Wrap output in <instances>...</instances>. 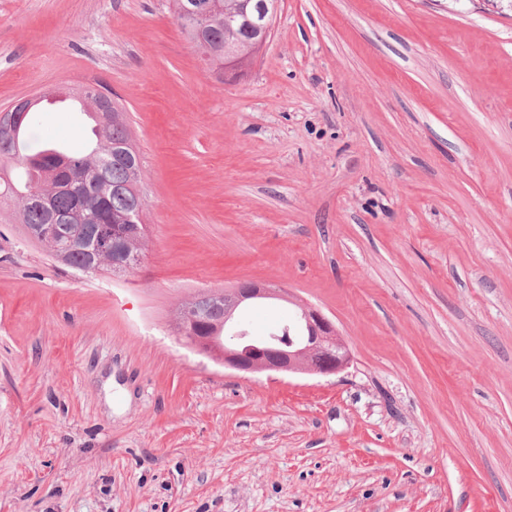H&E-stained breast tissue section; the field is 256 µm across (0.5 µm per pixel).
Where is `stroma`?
<instances>
[{
  "label": "stroma",
  "mask_w": 512,
  "mask_h": 512,
  "mask_svg": "<svg viewBox=\"0 0 512 512\" xmlns=\"http://www.w3.org/2000/svg\"><path fill=\"white\" fill-rule=\"evenodd\" d=\"M88 81L141 157V262L73 271L0 207V512H512L506 0H280L233 82L171 0H0V109ZM87 137L45 104L27 134ZM243 282L319 308L351 365L183 342L176 309Z\"/></svg>",
  "instance_id": "1"
}]
</instances>
